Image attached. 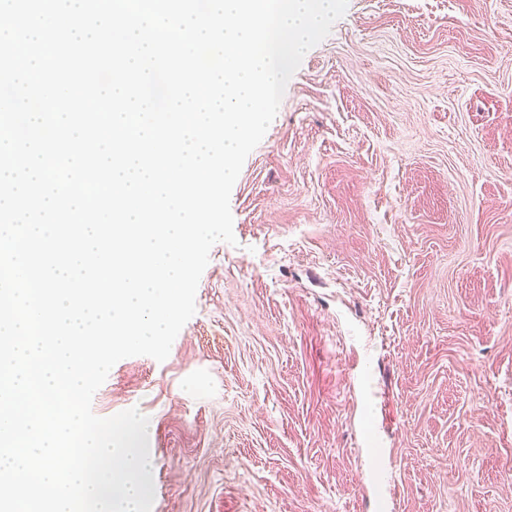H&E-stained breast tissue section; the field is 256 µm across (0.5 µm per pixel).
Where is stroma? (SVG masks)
Segmentation results:
<instances>
[{
    "instance_id": "35a3bbf8",
    "label": "stroma",
    "mask_w": 512,
    "mask_h": 512,
    "mask_svg": "<svg viewBox=\"0 0 512 512\" xmlns=\"http://www.w3.org/2000/svg\"><path fill=\"white\" fill-rule=\"evenodd\" d=\"M230 209L92 400L148 417L151 512H512V0H348Z\"/></svg>"
}]
</instances>
